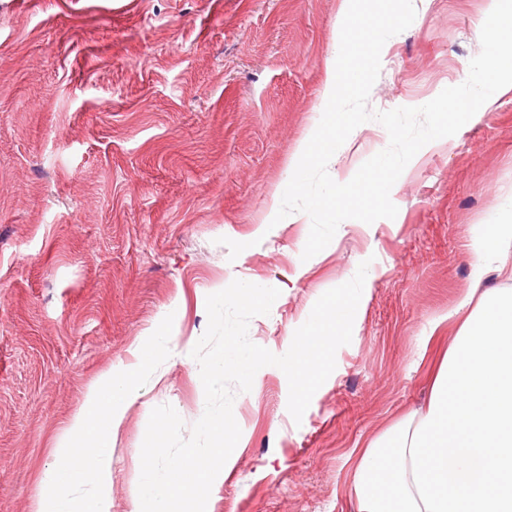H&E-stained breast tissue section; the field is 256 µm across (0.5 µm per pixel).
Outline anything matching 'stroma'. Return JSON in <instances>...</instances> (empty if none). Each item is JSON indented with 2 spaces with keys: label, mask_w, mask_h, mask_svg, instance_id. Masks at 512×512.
Returning a JSON list of instances; mask_svg holds the SVG:
<instances>
[{
  "label": "stroma",
  "mask_w": 512,
  "mask_h": 512,
  "mask_svg": "<svg viewBox=\"0 0 512 512\" xmlns=\"http://www.w3.org/2000/svg\"><path fill=\"white\" fill-rule=\"evenodd\" d=\"M368 107L420 106L464 82L490 0H414ZM342 0H0V512H34L90 387L147 371L112 442L111 512L139 506L151 411L205 409L190 352L206 298L280 291L249 322L287 352L322 294L369 268L352 339L301 421L277 367L237 393L241 437L207 512H352L357 455L430 391L475 247L512 217V88L414 156L395 219L347 220L302 260L310 219L274 222L327 103ZM389 144L371 120L328 164L348 182ZM245 243L230 258L221 238ZM166 340L149 346L157 330Z\"/></svg>",
  "instance_id": "35a3bbf8"
}]
</instances>
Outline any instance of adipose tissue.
Here are the masks:
<instances>
[{
    "label": "adipose tissue",
    "instance_id": "adipose-tissue-1",
    "mask_svg": "<svg viewBox=\"0 0 512 512\" xmlns=\"http://www.w3.org/2000/svg\"><path fill=\"white\" fill-rule=\"evenodd\" d=\"M512 246V219L493 225L472 286L448 316L455 336L425 405L356 466L354 512H512V289L484 288L490 260ZM137 371L105 374L72 417L43 472L36 512H110L112 436L136 398ZM89 487L84 499L74 486Z\"/></svg>",
    "mask_w": 512,
    "mask_h": 512
}]
</instances>
